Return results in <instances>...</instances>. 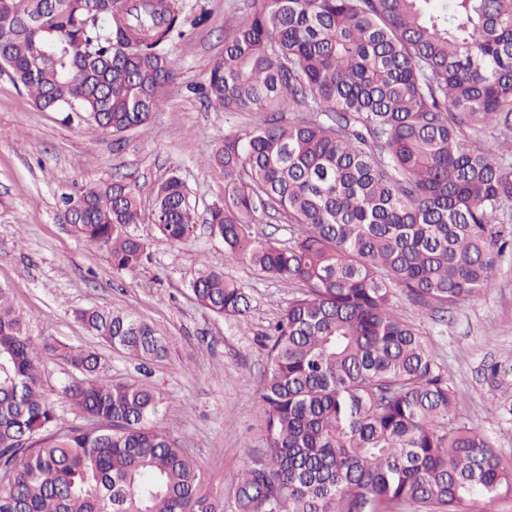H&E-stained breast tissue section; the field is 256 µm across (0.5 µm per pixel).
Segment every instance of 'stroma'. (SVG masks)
Here are the masks:
<instances>
[{
    "label": "stroma",
    "mask_w": 512,
    "mask_h": 512,
    "mask_svg": "<svg viewBox=\"0 0 512 512\" xmlns=\"http://www.w3.org/2000/svg\"><path fill=\"white\" fill-rule=\"evenodd\" d=\"M179 3L188 23L168 47L179 61L177 79L162 109L136 130L107 135L38 110L0 69V289L33 338L96 352L109 379L151 386L163 401L157 423L198 462L202 493L228 502L238 473L264 446L257 405L268 361L261 339L293 291L245 263L225 261L224 245L207 225L175 244L152 222V190L174 174L199 212L220 202L224 174L207 159L225 136L262 118L214 110L199 92L239 0ZM99 179L140 189L143 221L130 231L146 242L149 258L136 271L114 270L61 218L60 195ZM205 270L223 272L251 294L247 324L197 304L190 284ZM393 301L442 364L460 416L512 467V252L477 297L444 310L418 306L400 292ZM86 307L133 313L166 337V356L138 373L134 360L77 320L76 311Z\"/></svg>",
    "instance_id": "stroma-1"
}]
</instances>
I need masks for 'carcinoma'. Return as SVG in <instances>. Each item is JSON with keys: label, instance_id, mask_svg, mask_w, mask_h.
<instances>
[{"label": "carcinoma", "instance_id": "1", "mask_svg": "<svg viewBox=\"0 0 512 512\" xmlns=\"http://www.w3.org/2000/svg\"><path fill=\"white\" fill-rule=\"evenodd\" d=\"M202 91L214 109L267 112L208 163L224 259L297 290L266 335L265 451L240 471L233 512H484L512 497L462 420L435 354L392 303L444 308L492 286L512 223V0H244ZM174 0H0V69L35 105L117 134L162 106L184 35ZM295 113L286 122L283 114ZM75 232L134 271L147 245L140 189L103 180L63 194ZM157 230L195 236L176 175L154 191ZM289 225L282 244L260 215ZM198 304L246 323L252 298L217 271ZM94 335L145 365L166 340L130 313L81 309ZM74 375L80 422L43 399L41 356ZM101 358L37 341L0 290V512H224L199 466L154 422L162 399L100 373Z\"/></svg>", "mask_w": 512, "mask_h": 512}]
</instances>
